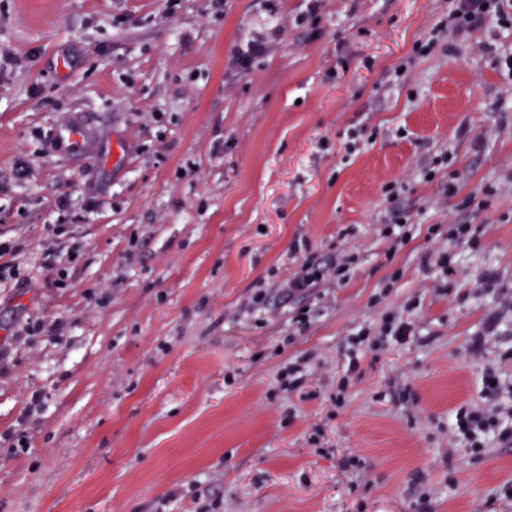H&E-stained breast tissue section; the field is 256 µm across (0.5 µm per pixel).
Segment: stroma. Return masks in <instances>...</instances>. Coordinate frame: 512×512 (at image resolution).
Instances as JSON below:
<instances>
[{"label":"stroma","mask_w":512,"mask_h":512,"mask_svg":"<svg viewBox=\"0 0 512 512\" xmlns=\"http://www.w3.org/2000/svg\"><path fill=\"white\" fill-rule=\"evenodd\" d=\"M451 8L0 0V512H512L448 433L512 426V31ZM305 244L347 283L289 295ZM84 131L82 121H74L63 127L57 136L56 147L62 151L82 149ZM452 426L458 436L471 439L478 432L485 434L487 430L494 431L499 426V420L485 417L483 411L457 412Z\"/></svg>","instance_id":"35a3bbf8"}]
</instances>
